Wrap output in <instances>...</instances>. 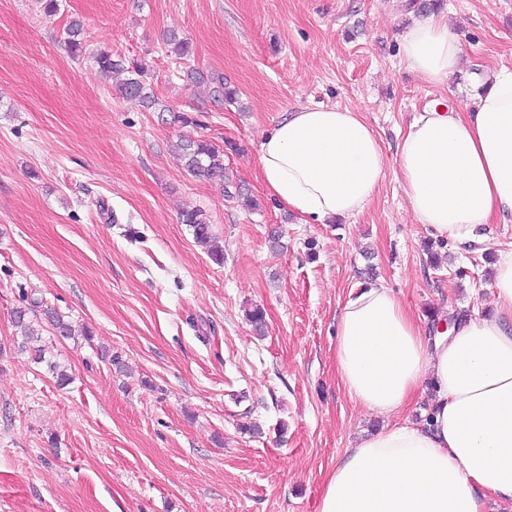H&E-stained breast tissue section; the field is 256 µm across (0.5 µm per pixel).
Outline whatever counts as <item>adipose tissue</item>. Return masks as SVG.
I'll use <instances>...</instances> for the list:
<instances>
[{"instance_id": "adipose-tissue-1", "label": "adipose tissue", "mask_w": 512, "mask_h": 512, "mask_svg": "<svg viewBox=\"0 0 512 512\" xmlns=\"http://www.w3.org/2000/svg\"><path fill=\"white\" fill-rule=\"evenodd\" d=\"M401 53L432 85L462 54L444 16L407 25ZM418 223L441 238L481 242L480 228L512 218V71L475 87L467 110L437 99L408 125L396 157ZM387 158L359 111L305 107L259 145L265 187L302 223L361 213ZM486 309L428 332L385 286L351 292L338 322L336 373L349 399L383 418L430 396L425 422L359 437L326 474L318 512H488L512 507V247L499 250Z\"/></svg>"}]
</instances>
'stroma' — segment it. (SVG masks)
I'll use <instances>...</instances> for the list:
<instances>
[{"label":"stroma","mask_w":512,"mask_h":512,"mask_svg":"<svg viewBox=\"0 0 512 512\" xmlns=\"http://www.w3.org/2000/svg\"><path fill=\"white\" fill-rule=\"evenodd\" d=\"M408 3L59 0L49 16L40 0H0V512H318L326 473L385 424L336 374L349 291L382 284L428 321L491 301L512 218L486 225L480 244L437 239L414 219L394 159L429 102L465 105L487 73L512 70V0H445L462 44L445 86L401 57ZM72 20L87 58L63 43ZM171 31L195 67L238 89L236 103L183 79ZM99 50L142 63L157 106L121 97L89 58ZM313 105L362 112L388 158L368 207L327 224L301 223L258 177L264 134ZM174 110L226 145L230 178L257 209L179 165ZM190 208L209 216L223 263L181 224ZM35 302L92 333H41L67 386L17 349L12 312ZM255 306L261 337L246 318Z\"/></svg>","instance_id":"1"}]
</instances>
